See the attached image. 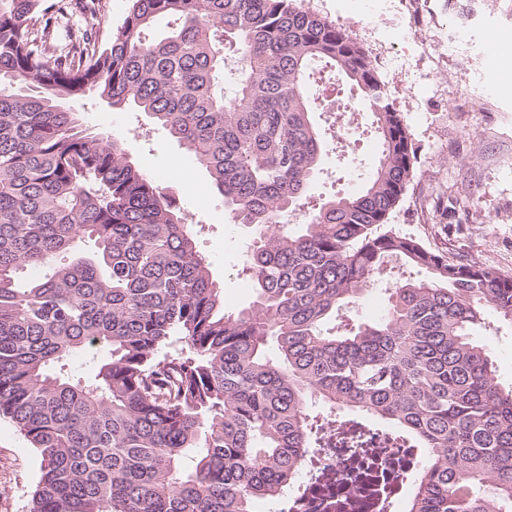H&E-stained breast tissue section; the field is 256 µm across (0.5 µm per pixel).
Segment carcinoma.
<instances>
[{"label": "carcinoma", "mask_w": 512, "mask_h": 512, "mask_svg": "<svg viewBox=\"0 0 512 512\" xmlns=\"http://www.w3.org/2000/svg\"><path fill=\"white\" fill-rule=\"evenodd\" d=\"M53 8L0 0V417L40 458L28 512H252L324 447L335 410L428 450L406 512H512V388L475 340L488 309L512 324V276L387 228L416 151L366 50L298 0H129L106 45L93 0ZM160 17L177 24L147 38ZM316 63L365 103L381 156L360 192L306 210L313 114L336 104L312 91ZM90 92L150 114L252 230L248 306L224 310L175 199L124 140L64 107ZM394 257L426 277L393 283L381 320L329 328ZM30 265L49 273L23 282ZM95 347L92 376L67 371Z\"/></svg>", "instance_id": "1"}]
</instances>
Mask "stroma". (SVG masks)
<instances>
[{
    "instance_id": "35a3bbf8",
    "label": "stroma",
    "mask_w": 512,
    "mask_h": 512,
    "mask_svg": "<svg viewBox=\"0 0 512 512\" xmlns=\"http://www.w3.org/2000/svg\"><path fill=\"white\" fill-rule=\"evenodd\" d=\"M434 17L409 11L404 0H382L369 14L367 0H305L319 15L346 29L363 45L384 88L401 112L417 149L414 177L388 225L453 261H469L512 276V53L492 64L496 42L512 43V0H484L472 19L449 13L448 0H433ZM493 87L491 105L474 109L457 96L461 87ZM90 131L125 139L131 156L174 196L192 224L200 252L224 287V306L236 310L255 297L243 267L251 229L232 223L224 201L205 172L169 133L146 113L113 109L96 94L69 102ZM355 164L342 167L334 141H327L323 172L307 199L323 202L339 193H357L380 155L375 134L355 146ZM180 175H172L169 163ZM360 301L353 323L385 315L390 277L401 276L402 261ZM479 339L497 358V375L512 384V325L494 311L485 314ZM40 475L35 448L8 420H0V512H26Z\"/></svg>"
}]
</instances>
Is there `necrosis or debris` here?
Listing matches in <instances>:
<instances>
[{"label":"necrosis or debris","mask_w":512,"mask_h":512,"mask_svg":"<svg viewBox=\"0 0 512 512\" xmlns=\"http://www.w3.org/2000/svg\"><path fill=\"white\" fill-rule=\"evenodd\" d=\"M388 431L374 433L368 448H323L305 462L299 480L281 492L276 512H331L328 496L360 503L356 512H393L409 481L424 466L421 448L387 446Z\"/></svg>","instance_id":"4bbe7bcc"}]
</instances>
